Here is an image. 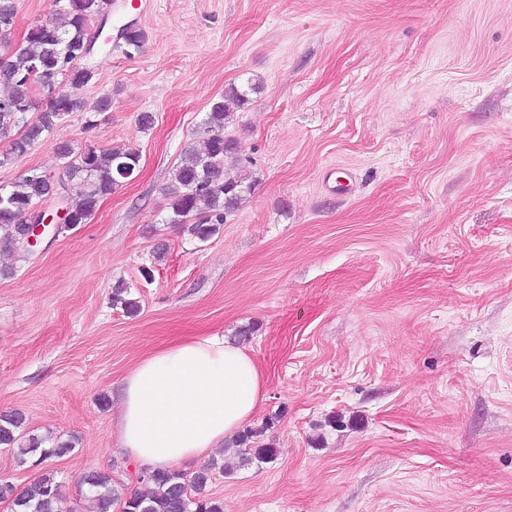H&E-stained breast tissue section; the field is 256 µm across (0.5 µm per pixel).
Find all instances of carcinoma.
Wrapping results in <instances>:
<instances>
[{"instance_id": "cac0c4a2", "label": "carcinoma", "mask_w": 512, "mask_h": 512, "mask_svg": "<svg viewBox=\"0 0 512 512\" xmlns=\"http://www.w3.org/2000/svg\"><path fill=\"white\" fill-rule=\"evenodd\" d=\"M17 15L15 0H0V39H9ZM112 0H51L49 17L28 28L22 41L5 51L0 60V85L8 89L0 97V135L20 131L10 141L9 149L0 154V165L13 155H23L37 142L50 136L67 116L80 106L68 97L53 95L46 107L32 121L26 114L34 107L36 97L28 78L38 68L39 80L54 88L58 76L68 79L75 89L87 86L94 78L89 65L94 47L89 44L94 24L110 26ZM125 54L136 53L144 42V33L126 23L119 28ZM230 86L224 95L210 102L201 123L202 146L185 152L173 170L165 188L168 200L164 223L178 226L195 239L206 242L216 235L228 216L241 206L254 182L242 175L232 176L225 160L237 154V142L224 134L237 109L250 103V93ZM63 176L58 179L37 168L22 174L10 190L0 192V248L21 251L19 237L24 217L49 199H60L68 210L69 221L60 231L87 224L100 200L114 192L137 171L140 155L130 148H73L68 143L58 146ZM127 288L119 283L113 288L112 301L129 316L140 311L138 301L125 297ZM24 417L19 412L0 414V447L15 452L20 461L31 457L37 461L60 457L72 450L67 442L49 436L33 435L24 430ZM271 426L242 431L228 442V447L242 457V462H267L277 449L261 444ZM215 465L187 474L179 470H154L145 477L154 486L148 495L126 493L112 484V477L100 471L84 475L89 487L88 512H112L125 503L128 512H223V504L211 497L208 485ZM61 484L52 471L43 473L26 490L0 481V496L12 498L15 512H58Z\"/></svg>"}]
</instances>
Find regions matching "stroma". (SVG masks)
I'll list each match as a JSON object with an SVG mask.
<instances>
[{"label":"stroma","instance_id":"obj_1","mask_svg":"<svg viewBox=\"0 0 512 512\" xmlns=\"http://www.w3.org/2000/svg\"><path fill=\"white\" fill-rule=\"evenodd\" d=\"M148 2L140 52L96 54L77 91L57 78L80 108L0 166L6 189L59 172L63 142L141 155L89 223L0 254V412L72 442L44 467L62 512L90 471L145 491L119 383L212 335L259 362L277 450H215L224 512H512V0ZM249 82L228 132L256 186L201 242L162 223L164 189L211 100Z\"/></svg>","mask_w":512,"mask_h":512}]
</instances>
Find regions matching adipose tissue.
<instances>
[{
    "instance_id": "1",
    "label": "adipose tissue",
    "mask_w": 512,
    "mask_h": 512,
    "mask_svg": "<svg viewBox=\"0 0 512 512\" xmlns=\"http://www.w3.org/2000/svg\"><path fill=\"white\" fill-rule=\"evenodd\" d=\"M264 392L256 358L223 337L155 348L121 381L119 446L155 470L209 458L255 418Z\"/></svg>"
}]
</instances>
